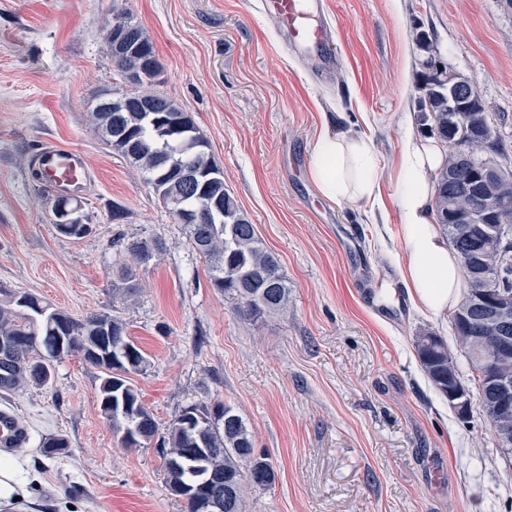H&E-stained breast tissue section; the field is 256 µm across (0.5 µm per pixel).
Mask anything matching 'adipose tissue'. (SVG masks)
Here are the masks:
<instances>
[{
    "label": "adipose tissue",
    "instance_id": "obj_1",
    "mask_svg": "<svg viewBox=\"0 0 512 512\" xmlns=\"http://www.w3.org/2000/svg\"><path fill=\"white\" fill-rule=\"evenodd\" d=\"M443 162L431 141L407 134L401 145L397 199L401 239L407 255L402 278L409 297L423 312L439 317L462 297L461 267L439 231L433 212L431 174ZM309 175L325 197L352 203L373 193L377 168L365 141L323 132L317 139Z\"/></svg>",
    "mask_w": 512,
    "mask_h": 512
}]
</instances>
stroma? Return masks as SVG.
<instances>
[{"label": "stroma", "mask_w": 512, "mask_h": 512, "mask_svg": "<svg viewBox=\"0 0 512 512\" xmlns=\"http://www.w3.org/2000/svg\"><path fill=\"white\" fill-rule=\"evenodd\" d=\"M153 43L161 92L188 112L224 186L292 289L288 313L254 324L213 288L205 259L89 116L118 88L105 48L114 7ZM338 65L315 76L257 0H0V294L28 291L73 316L120 317L149 365L133 378L159 427L194 402H223L248 426L272 485L246 512H512V455L480 408L457 412L426 378L417 336H441L472 372L449 316L418 311L401 278L397 160L417 110L427 33L467 75L512 148V12L501 0H328ZM354 134L379 168L350 206L309 176L322 129ZM80 149L91 179L75 196L92 232L58 234L55 201L32 175L36 149ZM124 220L115 222L111 205ZM161 238L134 301H112L119 240ZM101 372L80 356L50 389L0 396L27 442L10 452L40 512H186L155 446L124 447L100 409ZM63 436L68 452L42 455ZM445 460L434 483L431 459Z\"/></svg>", "instance_id": "35a3bbf8"}]
</instances>
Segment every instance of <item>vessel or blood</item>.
<instances>
[{
    "mask_svg": "<svg viewBox=\"0 0 512 512\" xmlns=\"http://www.w3.org/2000/svg\"><path fill=\"white\" fill-rule=\"evenodd\" d=\"M264 13L273 16L295 53L309 59L316 71L333 67L332 46L336 29L330 23L324 0H261ZM35 167L43 183L55 193H82L88 178L83 153L73 147L49 143L39 148ZM28 435L19 418L0 411V447L17 448Z\"/></svg>",
    "mask_w": 512,
    "mask_h": 512,
    "instance_id": "vessel-or-blood-1",
    "label": "vessel or blood"
}]
</instances>
